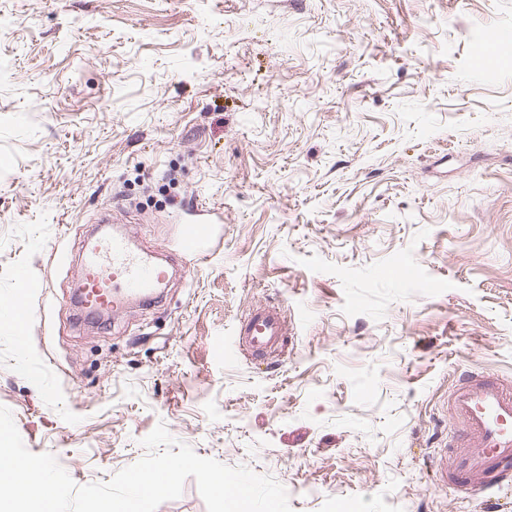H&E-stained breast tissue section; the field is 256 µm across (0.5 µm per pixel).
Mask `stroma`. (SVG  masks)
Listing matches in <instances>:
<instances>
[{"instance_id": "1", "label": "stroma", "mask_w": 512, "mask_h": 512, "mask_svg": "<svg viewBox=\"0 0 512 512\" xmlns=\"http://www.w3.org/2000/svg\"><path fill=\"white\" fill-rule=\"evenodd\" d=\"M512 0H0V406L76 485L158 424L292 512H486L434 483L462 369L512 379ZM483 55L488 74L475 71ZM206 255L88 326L105 214ZM293 317L276 354L235 327ZM207 235L208 228L204 223L188 228L179 243L183 254L194 257L204 256L203 245ZM290 323L287 310L258 303L239 320L236 336H243L252 356L267 358L275 354L280 340L287 336Z\"/></svg>"}]
</instances>
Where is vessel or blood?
<instances>
[{"label": "vessel or blood", "instance_id": "obj_1", "mask_svg": "<svg viewBox=\"0 0 512 512\" xmlns=\"http://www.w3.org/2000/svg\"><path fill=\"white\" fill-rule=\"evenodd\" d=\"M207 235L204 224L188 228L179 243L183 254L203 256ZM165 279L151 258L133 255L125 237L115 236L89 248L79 300L88 310L115 315L132 297L152 298ZM290 323L287 310L258 303L240 319L236 333L252 356L267 358ZM448 416L456 426V453L439 467L442 482L464 493H486L512 481V382L463 371L448 397Z\"/></svg>", "mask_w": 512, "mask_h": 512}]
</instances>
